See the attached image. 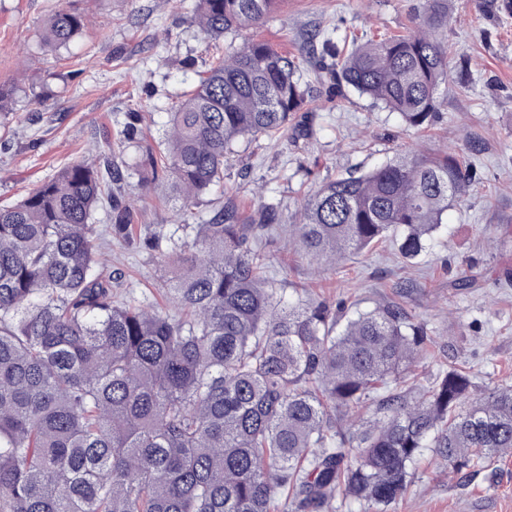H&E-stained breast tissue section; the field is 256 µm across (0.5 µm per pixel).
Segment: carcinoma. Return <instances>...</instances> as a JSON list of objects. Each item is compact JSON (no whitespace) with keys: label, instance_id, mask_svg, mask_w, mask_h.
I'll list each match as a JSON object with an SVG mask.
<instances>
[{"label":"carcinoma","instance_id":"1","mask_svg":"<svg viewBox=\"0 0 512 512\" xmlns=\"http://www.w3.org/2000/svg\"><path fill=\"white\" fill-rule=\"evenodd\" d=\"M278 0H197L215 43L264 22ZM447 0H426L400 35L354 42L329 74L421 128L448 78ZM90 24L52 16L57 52ZM307 91L294 61L246 41L216 57L172 112L137 186H170L185 215L224 181L245 138L288 130ZM112 156L75 163L0 207V512H319L342 494L383 509L422 449L458 473L512 451V385L475 389L451 363L430 387L410 369L431 338L400 304L349 311L305 300L265 271L276 206L243 218L227 200L199 224H136ZM471 182L460 150L411 153L308 194L288 240L334 267L398 237L414 260ZM112 240L159 255L173 312L119 302L95 214ZM144 228L146 234L137 233Z\"/></svg>","mask_w":512,"mask_h":512}]
</instances>
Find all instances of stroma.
<instances>
[{
	"label": "stroma",
	"instance_id": "obj_1",
	"mask_svg": "<svg viewBox=\"0 0 512 512\" xmlns=\"http://www.w3.org/2000/svg\"><path fill=\"white\" fill-rule=\"evenodd\" d=\"M425 0H283L256 28L226 33L210 49L190 23L195 0H0V83L17 92L0 116V206L26 197L62 168L112 153L138 170L139 140L123 137L131 112L144 116L145 137L159 142L170 114L208 70L215 51L246 40L269 43L294 57L309 85L305 106L279 140L240 141L224 181L203 197L235 198L243 213L278 204L292 223L304 196L337 175L366 171L412 148L441 152L477 145L469 193L452 204L441 228L413 261L393 240L314 272L287 236L262 250L271 274L307 297L369 309L400 302L436 341L415 369L418 384L442 368L439 346L452 342L456 362L479 388L512 385V7L505 0H450L448 81L438 113L425 128L376 106L350 87L334 88L333 62L308 53L305 38L380 39L405 31ZM78 10L89 28L67 48L47 52L51 15ZM102 260L122 273L119 293L139 302L160 283L163 267L146 252L103 244ZM462 276L474 287L455 288ZM388 512H512V455L485 460L462 473L432 451L419 458L407 493Z\"/></svg>",
	"mask_w": 512,
	"mask_h": 512
}]
</instances>
